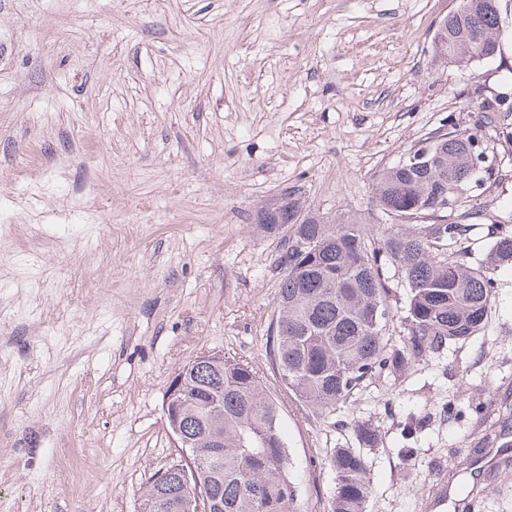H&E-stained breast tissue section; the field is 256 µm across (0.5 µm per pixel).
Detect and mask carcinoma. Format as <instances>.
<instances>
[{"label":"carcinoma","instance_id":"carcinoma-1","mask_svg":"<svg viewBox=\"0 0 512 512\" xmlns=\"http://www.w3.org/2000/svg\"><path fill=\"white\" fill-rule=\"evenodd\" d=\"M501 14L497 0H473L460 16L448 14L433 50L450 63L492 57ZM476 135L449 132L427 142L428 156L411 149L375 175L376 205L396 220L377 240L371 228L342 214L324 216L288 190L261 206L255 229L280 243V258L297 261L280 282L272 352L282 381L315 411L347 404L358 386L382 371H403L484 329L491 309V267L512 262V235L498 237L486 265L471 266L445 244L468 225L428 224L407 232L399 221L433 216L459 202L483 168ZM398 267L408 287L407 335L385 340L394 288L385 276ZM180 426L196 476L188 483L170 466L148 485L143 512H195L197 496L209 512H297V484L280 432L279 407L248 364L229 357L195 359L179 372ZM334 479L330 512H366L369 465L352 448L327 460Z\"/></svg>","mask_w":512,"mask_h":512}]
</instances>
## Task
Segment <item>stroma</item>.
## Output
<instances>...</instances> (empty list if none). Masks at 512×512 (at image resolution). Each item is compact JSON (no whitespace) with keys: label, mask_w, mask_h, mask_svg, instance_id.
I'll return each mask as SVG.
<instances>
[{"label":"stroma","mask_w":512,"mask_h":512,"mask_svg":"<svg viewBox=\"0 0 512 512\" xmlns=\"http://www.w3.org/2000/svg\"><path fill=\"white\" fill-rule=\"evenodd\" d=\"M456 0H0V512H142L181 459L167 388L196 356L248 363L277 403L299 512L326 459L376 441L367 512H422L433 475L512 429V264L488 322L442 357L366 379L325 416L270 342L282 271L256 210L301 190L381 234L373 177L448 132L485 172L447 219L462 259L512 232V8L499 49L446 63Z\"/></svg>","instance_id":"stroma-1"}]
</instances>
